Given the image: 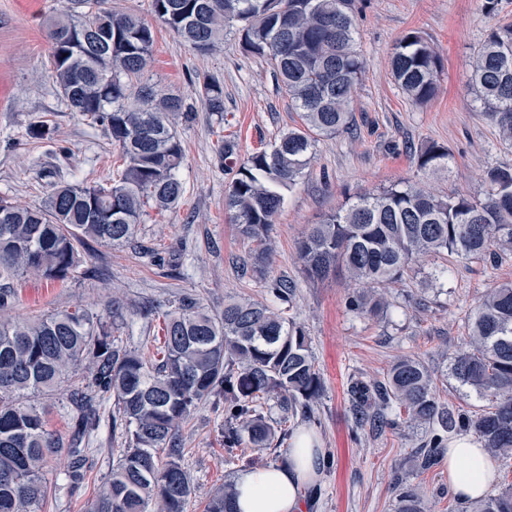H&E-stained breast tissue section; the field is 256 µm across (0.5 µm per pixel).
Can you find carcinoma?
<instances>
[{"label":"carcinoma","instance_id":"cac0c4a2","mask_svg":"<svg viewBox=\"0 0 512 512\" xmlns=\"http://www.w3.org/2000/svg\"><path fill=\"white\" fill-rule=\"evenodd\" d=\"M68 2L71 7L50 24L51 75L70 110L119 148L123 168L106 183L56 182L42 206L0 197V512H40L47 496L43 470L61 444L33 398L54 391L85 360L87 372L67 397L76 412V447L68 450L71 487L84 479L89 449L81 444L100 426L92 404L99 392L114 399L112 439L121 449L88 512H185L195 485L182 461L180 429L200 406H224V454L246 464L252 451L288 452L284 444L295 421L313 416L325 392L310 336L284 316L295 285L267 275L269 232L283 207V190L302 176L318 138L351 123V94L364 70L354 0H150L156 20L200 54L215 48L224 28L240 24L242 48L269 61L299 112L296 127L239 164L235 142L220 148L232 174L224 210L252 245L243 271L264 282L269 301L232 299L214 314L192 294L176 296L156 363L114 336L124 321L115 306L106 317L81 306L10 316L20 279L75 277L86 241L131 243L146 204L173 209L185 192L175 123L192 106L144 80L152 24L105 7L106 0ZM391 67L413 103L434 97L441 63L421 33L398 41ZM472 81L485 117L512 142V24L493 30L479 46ZM196 93L207 111L223 117L219 81L203 79ZM447 161V149L434 142L417 154L423 173ZM485 182L482 197L439 198L410 182L358 195L308 225L298 243L303 270L317 280L345 270L361 285L347 298L349 310L382 313L390 306L384 286L401 280L417 256L482 258L494 247L512 246V168L489 169ZM467 328L450 376L491 400L488 409L474 415L449 409L432 373L410 356L394 360L383 379L355 380L349 388L361 429L397 411L428 426L416 452L422 470L437 465L448 436L457 432L472 431L489 453L512 457V282L487 290ZM234 501V488L225 485L209 496L204 512H235ZM398 512H423L421 500L402 492ZM463 512H512V485Z\"/></svg>","mask_w":512,"mask_h":512}]
</instances>
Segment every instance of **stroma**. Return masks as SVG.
I'll use <instances>...</instances> for the list:
<instances>
[{
    "label": "stroma",
    "instance_id": "1",
    "mask_svg": "<svg viewBox=\"0 0 512 512\" xmlns=\"http://www.w3.org/2000/svg\"><path fill=\"white\" fill-rule=\"evenodd\" d=\"M66 5V0H0V196L25 205H41L54 182H98L116 176L121 165L119 149L67 107L52 80L48 24ZM356 5L365 72L352 93V124L318 140L303 177L285 190L270 232L269 275L295 284L289 314L310 336L326 386L314 419L296 426L311 432L327 456L316 488L307 493L306 512H396L398 496L406 490L421 499L425 512H458L461 503L448 488L446 461L428 471L414 465L425 428L405 422L393 429L356 428L348 386L354 379H382L397 356L409 355L434 373L437 394L449 407L470 413L486 408V400L464 398L447 371L482 294L512 281V249L500 247L481 259L422 256L402 281L389 286L387 314L373 317L349 311L346 300L354 284L347 274L309 279L297 243L307 225L356 195L410 181L440 197L455 192L479 197L488 169L512 167V147L484 116L472 85L475 52L493 29L512 23V0H498L491 13L484 0H356ZM154 29L147 66L151 83L193 105L189 119L176 126L184 148L179 172L184 197L172 210L147 209L135 244L87 242L84 265L97 270L96 278L24 279L16 309L33 317L75 305L97 313L120 305L133 319L119 330L120 341L148 359L156 358L163 344L165 315L176 295L194 294L213 312L228 299H264L262 283L242 272L249 247L224 211L229 177L219 145L234 140L243 159L298 122L270 63L242 49L237 26L225 28L223 41L204 55L164 25ZM412 30L426 38L442 66L437 93L424 106L414 104L391 75L393 48ZM207 75L224 88L223 116L207 112L195 96L198 81ZM39 121L47 123L49 135L27 138V128ZM432 142L447 149L448 164L420 172L417 152ZM443 267L448 282L441 288L433 276ZM148 301L157 307L154 316L138 318L137 310ZM71 387V379H64L39 400L64 444L71 437L66 405ZM223 425V413L205 405L181 431L184 465L196 487L186 512H203L209 492L240 471L238 463L224 459ZM92 446L85 480L77 488H69L65 479L66 454L47 463L49 493L41 512H87L112 467L106 418Z\"/></svg>",
    "mask_w": 512,
    "mask_h": 512
}]
</instances>
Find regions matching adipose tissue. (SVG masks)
<instances>
[{"label": "adipose tissue", "instance_id": "ef3b65f1", "mask_svg": "<svg viewBox=\"0 0 512 512\" xmlns=\"http://www.w3.org/2000/svg\"><path fill=\"white\" fill-rule=\"evenodd\" d=\"M448 485L461 501L471 502L487 494L496 480V466L469 436L448 445ZM321 449L309 433L293 441L283 466L243 471L235 481L237 512H305V492L318 477Z\"/></svg>", "mask_w": 512, "mask_h": 512}]
</instances>
